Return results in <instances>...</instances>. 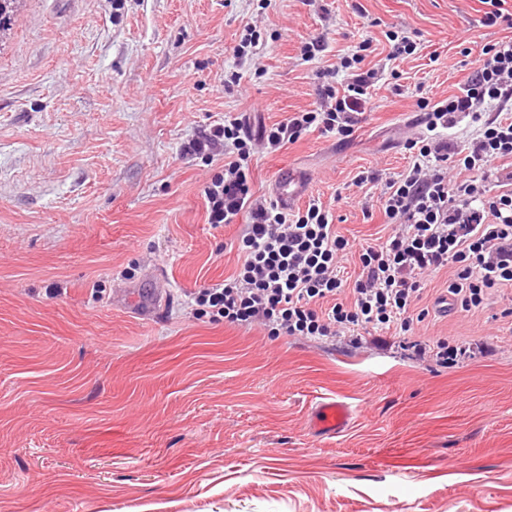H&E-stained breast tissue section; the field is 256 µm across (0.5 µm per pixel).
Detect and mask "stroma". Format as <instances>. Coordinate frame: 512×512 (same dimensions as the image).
Listing matches in <instances>:
<instances>
[{
	"instance_id": "obj_1",
	"label": "stroma",
	"mask_w": 512,
	"mask_h": 512,
	"mask_svg": "<svg viewBox=\"0 0 512 512\" xmlns=\"http://www.w3.org/2000/svg\"><path fill=\"white\" fill-rule=\"evenodd\" d=\"M482 0H18L0 35V512H512V319L492 294L417 335L464 338L442 368L383 342L269 338L197 318L191 295L237 265L239 225L207 222L213 171L189 141L316 107L370 41L377 92L350 138L257 144L256 197L281 170L354 245L388 230L377 188L406 140L449 152L470 119L427 131L418 97L458 93ZM258 44L234 48L246 27ZM416 40L389 58V33ZM319 44L305 55V44ZM236 85H226L231 73ZM401 84L402 93L393 91ZM167 297L138 317L126 294ZM323 396L356 416L310 426Z\"/></svg>"
}]
</instances>
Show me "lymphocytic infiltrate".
Instances as JSON below:
<instances>
[{
  "instance_id": "lymphocytic-infiltrate-1",
  "label": "lymphocytic infiltrate",
  "mask_w": 512,
  "mask_h": 512,
  "mask_svg": "<svg viewBox=\"0 0 512 512\" xmlns=\"http://www.w3.org/2000/svg\"><path fill=\"white\" fill-rule=\"evenodd\" d=\"M363 46L343 56L347 78L328 86L326 104L293 113L264 135L271 150L302 135H352L374 89L376 74L363 69ZM512 103V39L483 45L473 74L458 93L442 100L419 98L430 128L455 126L458 115L477 124L475 136L456 152L425 140L409 145L413 164L380 180L362 171L356 186L379 184V201L391 231L384 242L353 249L336 230L335 214L318 200L286 211L273 199L255 198L250 169L254 145L238 119L214 125L189 142L190 153L209 159L211 145H225L224 162L203 188L209 224L219 227L248 216L238 238L235 272L193 296L196 315L241 328L262 326L268 336L344 337L359 343L363 331H411L428 309L418 303L423 278L449 270L445 292L454 308L483 309L490 290L512 287V189L479 193V185L512 162V117L484 118L482 105ZM468 172L460 182L449 166ZM240 223V222H239ZM357 251L360 273L346 288L339 272L343 255ZM408 346L441 365L471 357L470 345L443 337L415 339Z\"/></svg>"
}]
</instances>
